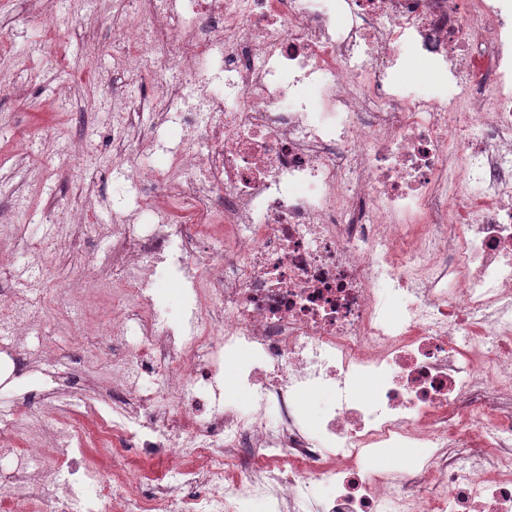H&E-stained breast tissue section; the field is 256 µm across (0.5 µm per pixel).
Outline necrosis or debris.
<instances>
[{
  "mask_svg": "<svg viewBox=\"0 0 512 512\" xmlns=\"http://www.w3.org/2000/svg\"><path fill=\"white\" fill-rule=\"evenodd\" d=\"M118 2L114 68H159L147 96L113 102L112 141L147 109L181 132L160 166L114 154L139 208L115 214L94 338L136 343L108 370L110 413L0 426V512H512V0ZM406 49L436 90L398 79ZM219 229L223 251L200 256ZM45 253L0 298L7 385L40 316L78 294L52 287ZM176 270L187 328L147 293ZM232 364L243 406L223 397ZM148 374L163 388L143 395ZM63 434L173 465L79 468L51 451ZM398 443L414 463H377ZM56 480L63 502L42 501ZM320 484L336 493L319 503Z\"/></svg>",
  "mask_w": 512,
  "mask_h": 512,
  "instance_id": "necrosis-or-debris-1",
  "label": "necrosis or debris"
}]
</instances>
